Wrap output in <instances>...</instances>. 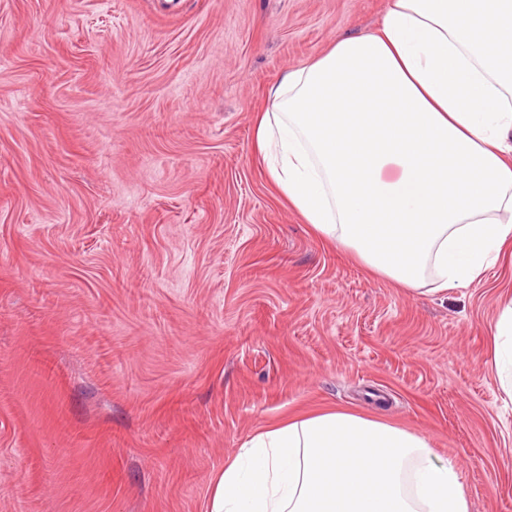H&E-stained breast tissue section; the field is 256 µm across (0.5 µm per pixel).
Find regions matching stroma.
<instances>
[{
  "label": "stroma",
  "instance_id": "stroma-1",
  "mask_svg": "<svg viewBox=\"0 0 512 512\" xmlns=\"http://www.w3.org/2000/svg\"><path fill=\"white\" fill-rule=\"evenodd\" d=\"M388 0H0V512H207L261 427L344 410L512 512V259L410 293L315 236L254 125ZM492 357L502 388L512 398V299L505 303L496 323Z\"/></svg>",
  "mask_w": 512,
  "mask_h": 512
}]
</instances>
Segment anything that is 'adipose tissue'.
Here are the masks:
<instances>
[{"instance_id":"1","label":"adipose tissue","mask_w":512,"mask_h":512,"mask_svg":"<svg viewBox=\"0 0 512 512\" xmlns=\"http://www.w3.org/2000/svg\"><path fill=\"white\" fill-rule=\"evenodd\" d=\"M269 98L270 182L375 275L442 293L512 255V0H390ZM492 357L512 397V300ZM207 490L208 512H470L456 461L341 410L261 428Z\"/></svg>"}]
</instances>
